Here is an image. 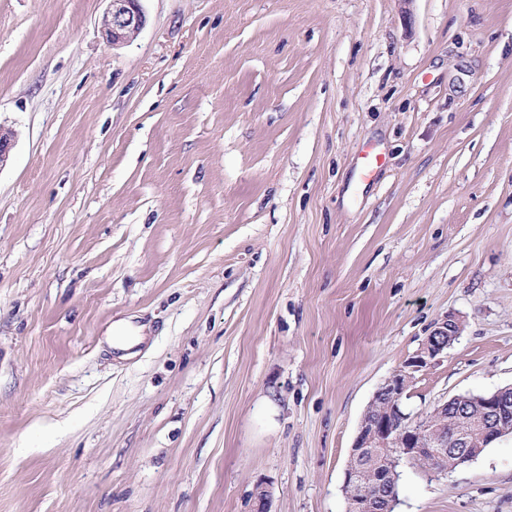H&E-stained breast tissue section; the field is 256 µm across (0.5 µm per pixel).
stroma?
<instances>
[{"label":"stroma","mask_w":512,"mask_h":512,"mask_svg":"<svg viewBox=\"0 0 512 512\" xmlns=\"http://www.w3.org/2000/svg\"><path fill=\"white\" fill-rule=\"evenodd\" d=\"M142 6L0 0V512H346L438 321L405 410L512 387V0ZM395 512H512V435ZM106 1L109 6L102 15L100 27L107 45L114 48L130 43L146 23L142 0Z\"/></svg>","instance_id":"obj_1"}]
</instances>
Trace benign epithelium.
Masks as SVG:
<instances>
[{
    "label": "benign epithelium",
    "instance_id": "1",
    "mask_svg": "<svg viewBox=\"0 0 512 512\" xmlns=\"http://www.w3.org/2000/svg\"><path fill=\"white\" fill-rule=\"evenodd\" d=\"M109 6L103 13L100 27L107 45L119 47L130 43L142 30L146 16L141 0H108ZM462 331L461 323L449 315L436 323L426 341L417 352L377 390L375 396L385 400L386 409L365 413L352 448V456L371 453L382 457L384 470L379 473V484L385 485L396 478L395 466L399 460L429 457L432 472L441 474L454 469L459 461L454 459L456 449L467 448L472 442L490 444L512 433L503 426L509 406L495 396L481 399L483 419L476 430L467 428L446 432L437 423V415L448 407V402L433 406L428 412L417 415L404 414L400 410L401 397L416 375L434 366L447 353ZM407 420L406 427L397 428L393 418ZM347 486L345 499L349 512H388L378 507L374 498L359 496L355 473H345Z\"/></svg>",
    "mask_w": 512,
    "mask_h": 512
}]
</instances>
